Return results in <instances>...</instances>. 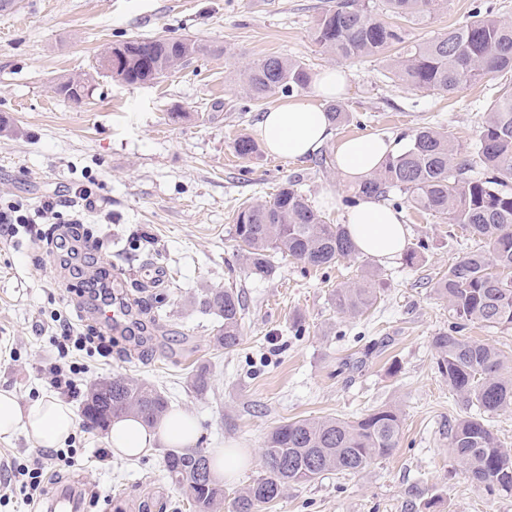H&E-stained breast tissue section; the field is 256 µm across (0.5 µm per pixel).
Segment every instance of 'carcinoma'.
I'll return each mask as SVG.
<instances>
[{
    "label": "carcinoma",
    "instance_id": "cac0c4a2",
    "mask_svg": "<svg viewBox=\"0 0 512 512\" xmlns=\"http://www.w3.org/2000/svg\"><path fill=\"white\" fill-rule=\"evenodd\" d=\"M445 7V0H336L317 19L315 39L342 59L376 56L397 49L388 59L390 78L409 87L450 94L488 77L512 73V23L492 12L475 11L472 19L418 42L383 19L387 14L420 26ZM118 65L108 74L127 85L163 76L189 57L207 51L184 37L136 38L114 46ZM311 85V71L296 59L269 56L249 63L243 90L251 100L270 94L299 92ZM87 87L72 79L59 82L55 93L79 102ZM242 158L260 153L247 136L234 143ZM295 176L269 201H252L237 212L233 236L245 268L256 277L272 273V259L286 254L303 268L329 269L358 255L343 225L329 224L299 188ZM512 90L494 101L478 131L474 151L462 157L448 134L423 126L407 146L386 157L373 178L345 199L373 197L396 209L404 202L484 240L485 248L469 252L448 266L433 284L448 303V330L433 338L438 370L450 391L477 413L448 426V447L456 465L478 488L512 495V453L505 450L485 416L512 409V361L492 344L469 339L474 324L512 329ZM376 272L365 268L360 278L336 289L339 314L355 318L377 301ZM198 305L215 314V345L228 351L239 345L245 316L242 293L234 287L208 288ZM169 402L151 384L114 376L95 383L86 396L84 416L102 430L112 420L133 415L153 426L165 417ZM401 420L390 406L351 420L334 417L285 421L268 435L262 460L265 474L234 497L232 512H260L290 485L306 484L324 473H361L399 443ZM165 477L184 492L195 512H224V485L211 472L203 448H168L163 453Z\"/></svg>",
    "mask_w": 512,
    "mask_h": 512
}]
</instances>
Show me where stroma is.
I'll use <instances>...</instances> for the list:
<instances>
[{"label": "stroma", "instance_id": "stroma-1", "mask_svg": "<svg viewBox=\"0 0 512 512\" xmlns=\"http://www.w3.org/2000/svg\"><path fill=\"white\" fill-rule=\"evenodd\" d=\"M335 3L20 0L18 9L0 10V212L26 219L15 237L0 238V388L23 406L52 395L44 368L58 353L46 326L59 315L81 332L101 331L88 288L102 270L117 306L146 270L160 274L145 294L160 302V315L132 309L111 336V362L86 358L76 375L69 404L78 414L70 439L77 464H53L46 497L74 485L89 497L90 512H191L162 475V448L134 459L115 454L107 466L95 457L105 434L80 412L90 386L117 374L164 391L172 411L195 421L201 447L234 446L251 456V466L225 483L230 498L263 475L264 442L281 422L399 408L401 436L389 456L355 476L330 473L289 486L266 512H512V495L475 487L453 462L448 426L471 409L450 393L432 345L448 328V307L433 284L479 248L477 238L406 206L409 243L428 244L411 265L360 255L316 271L278 256L272 274L256 278L239 259L231 232L239 207L272 199L293 176L328 222L345 221L343 199L353 188L336 170L334 142L322 148V167L311 157L296 162L263 151L247 160L234 150L285 99L243 98L240 66L275 55L313 71L337 65L315 40L318 17ZM486 7L512 23V0H447L408 34L430 39ZM162 36H187L208 51L148 84H122L97 67L112 44ZM344 64L350 88L340 103L350 120L337 127V140L374 135L397 151L416 129L432 126L468 154L501 84L486 79L442 96L392 81L382 56ZM77 76L91 80L84 101L55 94L60 81ZM174 111L179 119H171ZM78 187L95 209L72 196ZM49 199L57 212L46 216L41 206ZM75 217L92 244L66 257L55 241ZM366 266L379 274L381 298L368 316L342 318L334 293ZM232 284L244 293L246 312L241 342L228 353L214 344L216 315L196 300L204 288ZM296 322L302 335L292 330ZM201 366L210 383L199 393L189 377Z\"/></svg>", "mask_w": 512, "mask_h": 512}]
</instances>
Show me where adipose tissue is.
I'll list each match as a JSON object with an SVG mask.
<instances>
[{"instance_id": "obj_1", "label": "adipose tissue", "mask_w": 512, "mask_h": 512, "mask_svg": "<svg viewBox=\"0 0 512 512\" xmlns=\"http://www.w3.org/2000/svg\"><path fill=\"white\" fill-rule=\"evenodd\" d=\"M348 78L345 67L325 68L313 74L310 96L288 99L265 112L258 127L265 150L298 160L332 141L333 124L320 102L342 96ZM389 150V145L376 136L343 140L336 146V169L347 181L360 183L379 170ZM345 224L362 255L386 262L399 257L406 247L408 229L401 214L374 199H360L347 212ZM75 426L72 408L58 399H41L23 407L13 391L0 389V437L22 431L41 447L60 448L70 439ZM196 437L193 419L179 412L167 415L155 428L132 417L115 420L107 440L116 454L134 457L158 444L169 448L188 446L195 443Z\"/></svg>"}]
</instances>
